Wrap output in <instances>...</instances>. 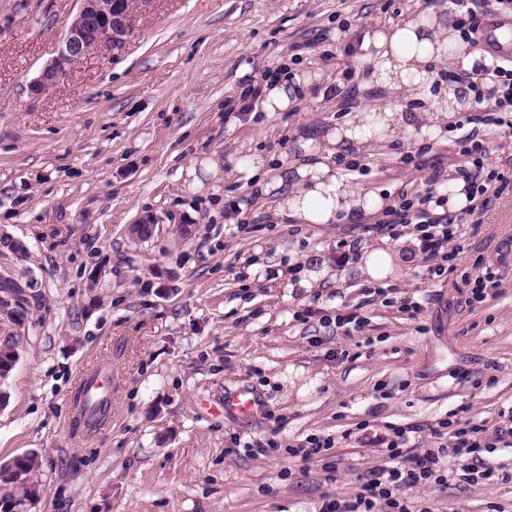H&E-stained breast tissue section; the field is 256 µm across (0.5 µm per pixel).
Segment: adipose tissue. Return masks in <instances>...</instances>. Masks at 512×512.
Segmentation results:
<instances>
[{
    "instance_id": "1",
    "label": "adipose tissue",
    "mask_w": 512,
    "mask_h": 512,
    "mask_svg": "<svg viewBox=\"0 0 512 512\" xmlns=\"http://www.w3.org/2000/svg\"><path fill=\"white\" fill-rule=\"evenodd\" d=\"M459 33L442 26L434 16H408L376 25L364 35L362 59L370 66L361 86L365 89H402L412 107L397 112L385 105L349 114L333 131L320 139L300 140L304 161L270 167L255 157L242 166L256 197H274L279 216L299 224H333L353 214L372 215L387 209L388 198L374 189L348 183L334 162L339 149H363L374 141L375 133L398 130L418 132L420 140H435L453 119L452 107L467 90L438 85L433 65L447 60L458 69L472 70L473 55L459 51Z\"/></svg>"
}]
</instances>
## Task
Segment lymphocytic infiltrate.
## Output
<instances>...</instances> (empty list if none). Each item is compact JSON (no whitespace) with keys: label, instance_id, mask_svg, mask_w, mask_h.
<instances>
[{"label":"lymphocytic infiltrate","instance_id":"lymphocytic-infiltrate-1","mask_svg":"<svg viewBox=\"0 0 512 512\" xmlns=\"http://www.w3.org/2000/svg\"><path fill=\"white\" fill-rule=\"evenodd\" d=\"M468 87L474 92L476 103L485 107L483 124L512 134V60L487 52L482 63L469 74ZM455 145L458 155L464 159L457 175L466 183L468 203L465 207L454 214L446 212L447 197L439 192L446 170L441 159L429 157L420 149L414 160L417 170L429 173L425 188L415 193L399 189L394 205L372 226L373 231L392 239L413 233L426 274L431 279L452 272L456 253L450 250V243L460 238L465 225L478 223L505 190L504 174L485 169L486 150L474 131L462 132ZM439 426L449 429L451 444L421 454L407 452L406 428L392 427L390 433L379 440L386 452V465L371 471L359 493L327 502L323 512H375L380 504L385 506L386 512H429L425 507L415 508L404 491L420 484L444 482L442 459L448 453L460 462L456 471L460 479L471 483L498 479L499 474L489 463L488 456L494 453L496 446L512 447V420L499 426L491 438L487 437L483 426L469 420L453 423L445 419Z\"/></svg>","mask_w":512,"mask_h":512}]
</instances>
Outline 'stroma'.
I'll return each instance as SVG.
<instances>
[{
    "instance_id": "obj_1",
    "label": "stroma",
    "mask_w": 512,
    "mask_h": 512,
    "mask_svg": "<svg viewBox=\"0 0 512 512\" xmlns=\"http://www.w3.org/2000/svg\"><path fill=\"white\" fill-rule=\"evenodd\" d=\"M78 0H0V340L21 339L0 390V462L36 455L31 512H321L358 493L381 468L367 432L409 428L407 449L440 444L433 430L460 409L494 431L512 414V254L483 302L469 303L476 264L512 237V190L482 223L466 226L448 278L430 280L399 239L361 223H256L229 217L250 185L230 158L274 164L297 157L296 140L327 132L372 100L395 106L400 90L358 91L356 53L372 23L427 9L455 21L464 0H139L120 43L99 46L54 87L31 83L55 56ZM314 64L298 106L228 113L244 84H263L289 58ZM355 88L350 105L330 88ZM407 134L353 155L345 176L393 194L420 190L426 172L402 163ZM148 237L130 229L144 215ZM386 247L397 297L421 301L418 319L365 302L367 276L314 288L280 264L336 263L339 240ZM360 305L368 324L351 335L319 314ZM313 308L317 317L297 321ZM342 358H335V351ZM112 370V408L88 436L70 428L84 370ZM245 389L252 415L225 413ZM368 430H361V423ZM334 446L308 462L288 455L310 436ZM274 440L278 452H257ZM504 473L464 483L445 456L447 484L407 497L430 512H512V448Z\"/></svg>"
}]
</instances>
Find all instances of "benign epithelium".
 <instances>
[{"label":"benign epithelium","instance_id":"obj_1","mask_svg":"<svg viewBox=\"0 0 512 512\" xmlns=\"http://www.w3.org/2000/svg\"><path fill=\"white\" fill-rule=\"evenodd\" d=\"M81 7L68 27L57 55L31 83L41 93L59 83L91 50L120 42L129 28L133 0H79Z\"/></svg>","mask_w":512,"mask_h":512}]
</instances>
